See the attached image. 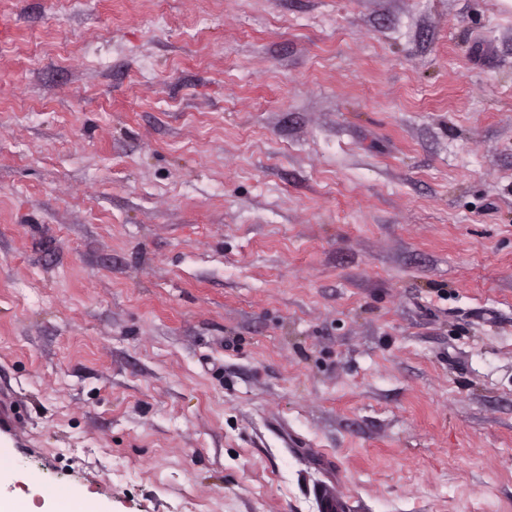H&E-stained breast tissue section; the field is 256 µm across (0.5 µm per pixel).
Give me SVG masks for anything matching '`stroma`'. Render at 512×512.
<instances>
[{"mask_svg":"<svg viewBox=\"0 0 512 512\" xmlns=\"http://www.w3.org/2000/svg\"><path fill=\"white\" fill-rule=\"evenodd\" d=\"M0 512H512V9L0 0Z\"/></svg>","mask_w":512,"mask_h":512,"instance_id":"obj_1","label":"stroma"}]
</instances>
